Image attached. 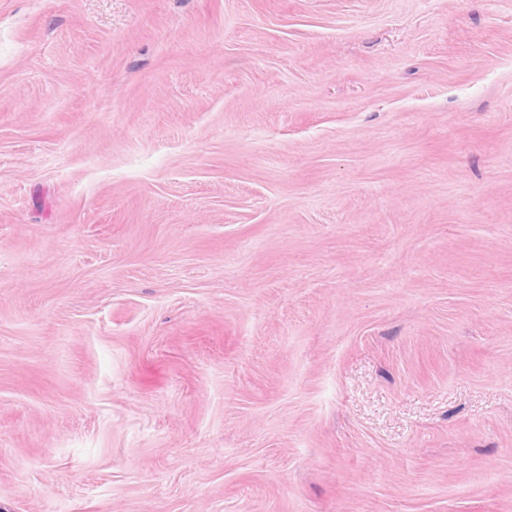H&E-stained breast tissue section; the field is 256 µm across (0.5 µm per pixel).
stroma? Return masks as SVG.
I'll list each match as a JSON object with an SVG mask.
<instances>
[{
    "mask_svg": "<svg viewBox=\"0 0 512 512\" xmlns=\"http://www.w3.org/2000/svg\"><path fill=\"white\" fill-rule=\"evenodd\" d=\"M0 512H512V0H0Z\"/></svg>",
    "mask_w": 512,
    "mask_h": 512,
    "instance_id": "obj_1",
    "label": "stroma"
}]
</instances>
